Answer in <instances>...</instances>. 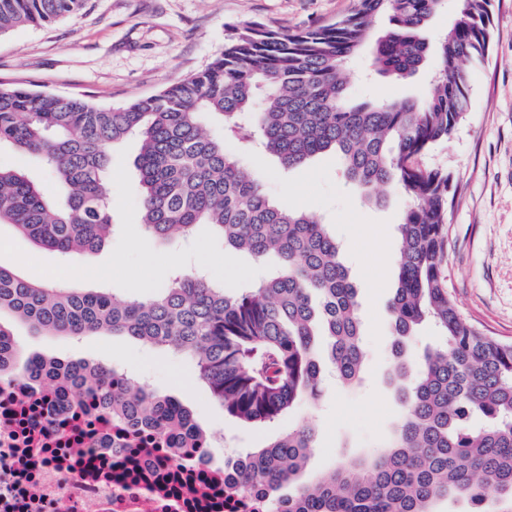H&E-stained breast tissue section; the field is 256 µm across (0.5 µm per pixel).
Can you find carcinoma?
I'll return each mask as SVG.
<instances>
[{
  "label": "carcinoma",
  "instance_id": "obj_1",
  "mask_svg": "<svg viewBox=\"0 0 512 512\" xmlns=\"http://www.w3.org/2000/svg\"><path fill=\"white\" fill-rule=\"evenodd\" d=\"M85 2L0 0V33L76 15ZM454 2L453 22L433 46L424 31L447 0H355L350 14L296 32L232 26L204 69L120 107L0 85V148L35 156L59 188L50 197L31 175L0 167V223L64 254L100 250L116 229L105 185L112 150L136 136L147 233L187 238L207 225L226 250L278 260L272 275L236 292L178 268L145 300L47 287L0 266V315L42 333H112L187 355L226 416L274 422L317 399L324 364L346 384L359 379L360 303L326 225L275 204L226 142L257 145L285 170L334 152L363 201H383L379 190L395 184L406 199L390 302L389 381L401 413L381 452L308 481L317 431L292 429L238 455L241 489L264 488L288 501L284 512H436L444 499L467 512H512V344L480 332L451 299L443 268L453 178L414 164L464 120L469 65L490 48L491 0ZM380 17L379 73L407 79L438 57L423 100L349 102L343 72ZM204 114L221 121L223 135L203 129ZM428 322L443 342L415 363L409 347ZM19 374L64 390L71 405L88 395L136 428L162 431L179 444L176 454L207 441L175 398L100 363L25 359L0 325V381Z\"/></svg>",
  "mask_w": 512,
  "mask_h": 512
}]
</instances>
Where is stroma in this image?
Listing matches in <instances>:
<instances>
[{
	"label": "stroma",
	"mask_w": 512,
	"mask_h": 512,
	"mask_svg": "<svg viewBox=\"0 0 512 512\" xmlns=\"http://www.w3.org/2000/svg\"><path fill=\"white\" fill-rule=\"evenodd\" d=\"M354 0H87L78 15L49 25H25L0 35V84L83 96L104 106H121L157 94L204 68L224 46L227 27L259 22L280 31L331 23L351 12ZM492 38L484 61L470 68V101L453 137L418 159L420 166L448 171L454 199L448 208V289L461 314L481 332L512 342V0H492ZM370 47H363L346 73L347 95L362 102L379 96L422 99L429 72L405 80L377 75ZM137 138L117 146L107 180L112 216L120 224L99 251L75 259L35 245L11 225L0 224V266L31 281H65L107 289L130 298L163 287L175 258L203 269L233 289L263 279L269 267L225 250L210 227L191 240H160L138 224L140 187L133 161ZM263 180L279 206L319 218L342 248L361 304L366 368L346 386L326 377L316 405H300L277 424L253 426L224 414L197 375L193 362L126 336H46L9 315L28 356L64 361L85 359L124 370L161 395L177 398L207 434H223L214 449L223 462L228 448H260L301 423L314 421L317 446L307 475L335 466L342 456L379 449L390 438L400 409L386 374L390 364L389 300L396 286L397 229L406 200L392 188L384 205H364L346 186L342 161L322 154L284 174L276 158H242ZM144 289L132 287L141 271Z\"/></svg>",
	"instance_id": "obj_1"
}]
</instances>
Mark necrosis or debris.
Here are the masks:
<instances>
[{"mask_svg": "<svg viewBox=\"0 0 512 512\" xmlns=\"http://www.w3.org/2000/svg\"><path fill=\"white\" fill-rule=\"evenodd\" d=\"M99 408L59 409L29 379L0 382V512H273L236 495L234 461L173 455Z\"/></svg>", "mask_w": 512, "mask_h": 512, "instance_id": "4bbe7bcc", "label": "necrosis or debris"}]
</instances>
